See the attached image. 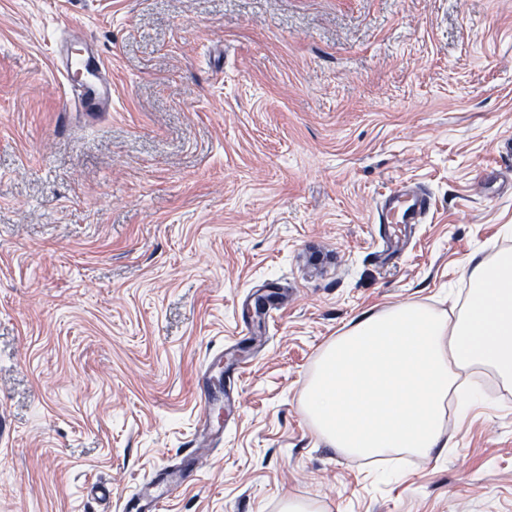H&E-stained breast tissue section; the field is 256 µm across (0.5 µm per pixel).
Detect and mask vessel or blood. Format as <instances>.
<instances>
[{"mask_svg":"<svg viewBox=\"0 0 512 512\" xmlns=\"http://www.w3.org/2000/svg\"><path fill=\"white\" fill-rule=\"evenodd\" d=\"M52 74L66 87L72 110L87 114L112 109V77L107 59L84 39L69 36L51 46ZM429 207L425 193L398 184L382 195L375 209V221L382 224L380 255H387L399 246L396 237L401 228L421 223ZM206 421L202 436L218 438L221 425L213 424L212 416L220 415L224 386L220 377L205 378L198 395ZM177 462L162 469L127 499L124 512H161L164 501L196 472L200 459L196 449L185 448L177 454Z\"/></svg>","mask_w":512,"mask_h":512,"instance_id":"obj_1","label":"vessel or blood"}]
</instances>
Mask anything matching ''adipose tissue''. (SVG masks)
Masks as SVG:
<instances>
[{
  "label": "adipose tissue",
  "mask_w": 512,
  "mask_h": 512,
  "mask_svg": "<svg viewBox=\"0 0 512 512\" xmlns=\"http://www.w3.org/2000/svg\"><path fill=\"white\" fill-rule=\"evenodd\" d=\"M463 269L469 290L456 312L418 301L366 310L324 346L302 409L330 447L428 456L445 435L449 396L460 416L483 401L464 390V372L512 385V252L470 256Z\"/></svg>",
  "instance_id": "adipose-tissue-1"
}]
</instances>
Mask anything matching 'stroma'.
I'll use <instances>...</instances> for the list:
<instances>
[{
  "label": "stroma",
  "instance_id": "obj_1",
  "mask_svg": "<svg viewBox=\"0 0 512 512\" xmlns=\"http://www.w3.org/2000/svg\"><path fill=\"white\" fill-rule=\"evenodd\" d=\"M68 26L112 109H65ZM512 0H0V512H122L198 430L209 355L245 372L163 512H512V388L379 478L300 397L365 310H450L512 225ZM430 209L381 267L373 209ZM111 485L110 500L91 494Z\"/></svg>",
  "mask_w": 512,
  "mask_h": 512
}]
</instances>
